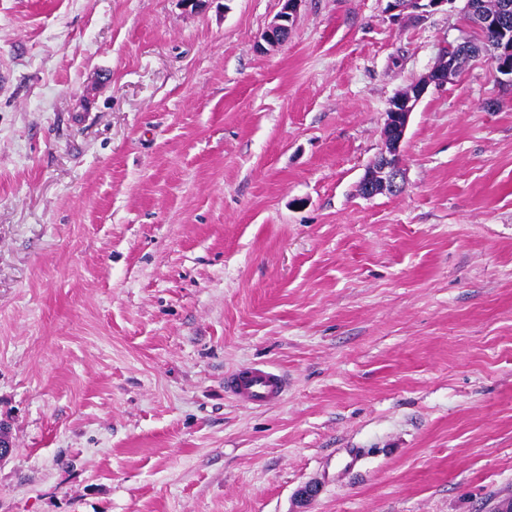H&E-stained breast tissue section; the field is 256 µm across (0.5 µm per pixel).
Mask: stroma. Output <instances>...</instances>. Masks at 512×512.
<instances>
[{"mask_svg":"<svg viewBox=\"0 0 512 512\" xmlns=\"http://www.w3.org/2000/svg\"><path fill=\"white\" fill-rule=\"evenodd\" d=\"M466 0H0V512L512 500V86L393 97ZM288 391L253 408L224 375ZM313 489L304 497L305 489ZM302 0H284L280 13L270 23L264 33L263 40L270 47L281 44L288 37ZM454 73V67L449 64L447 70L431 71L425 77L412 82L406 89V94L391 100L382 131L384 149L367 166L361 179L364 197H373L383 191L396 192L402 189L404 169L400 161V146L411 114L430 85L447 84ZM286 389L282 375L261 365H247L224 378V391L249 406H268L281 400Z\"/></svg>","mask_w":512,"mask_h":512,"instance_id":"stroma-1","label":"stroma"}]
</instances>
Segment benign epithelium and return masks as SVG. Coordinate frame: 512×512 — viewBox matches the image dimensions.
Wrapping results in <instances>:
<instances>
[{
  "label": "benign epithelium",
  "mask_w": 512,
  "mask_h": 512,
  "mask_svg": "<svg viewBox=\"0 0 512 512\" xmlns=\"http://www.w3.org/2000/svg\"><path fill=\"white\" fill-rule=\"evenodd\" d=\"M301 2L302 0H284L282 10L264 33L263 40L268 46L276 47L281 44L283 38L289 36ZM389 2L394 10L418 12L436 8L447 0H389ZM465 10L469 13L471 25L475 30L492 34L503 32L502 16L484 12L480 0H466ZM491 56L497 72L507 77V81L512 84V40L503 38L498 41V44L492 47ZM454 73L455 69L451 65L446 70L431 71L425 77L412 82L406 94L391 100L382 131L384 149L367 166L361 179L364 196L373 197L383 191L396 192L404 186L400 146L411 114L430 85L442 86L448 83Z\"/></svg>",
  "instance_id": "7a95c632"
}]
</instances>
